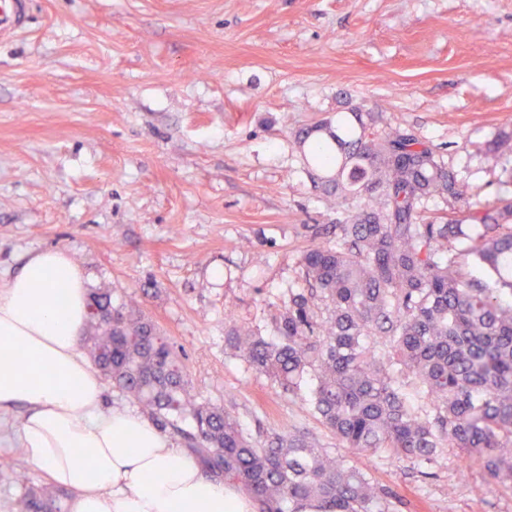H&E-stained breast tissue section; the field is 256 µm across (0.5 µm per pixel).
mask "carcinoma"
Listing matches in <instances>:
<instances>
[{
  "instance_id": "obj_1",
  "label": "carcinoma",
  "mask_w": 512,
  "mask_h": 512,
  "mask_svg": "<svg viewBox=\"0 0 512 512\" xmlns=\"http://www.w3.org/2000/svg\"><path fill=\"white\" fill-rule=\"evenodd\" d=\"M379 120L353 109L294 131L314 187L338 207L360 203L332 225L336 244L303 253V287L270 310L274 335L234 325L232 347L280 391L309 386L304 410L343 447L420 471L448 445L512 491V197L470 204L466 224L429 211L466 199V185L430 142ZM487 152L511 162L512 131ZM89 308L83 343L105 380L258 512H388L372 478L316 440L295 430L261 444L235 406L191 394L174 346L112 290H92ZM410 375L424 407L408 402ZM18 481L17 512H62L67 491Z\"/></svg>"
}]
</instances>
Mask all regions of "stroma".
<instances>
[{"label":"stroma","mask_w":512,"mask_h":512,"mask_svg":"<svg viewBox=\"0 0 512 512\" xmlns=\"http://www.w3.org/2000/svg\"><path fill=\"white\" fill-rule=\"evenodd\" d=\"M0 42V283L60 247L89 288L133 301L182 356L194 392L251 433L300 429L344 450L301 396L230 351L266 325L300 258L331 234L293 132L336 113L383 115L432 143L471 200L504 196L487 155L512 129V0H30ZM390 512H512V492L445 449L428 473L349 457ZM0 446V512L17 473Z\"/></svg>","instance_id":"stroma-1"}]
</instances>
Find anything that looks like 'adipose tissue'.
Listing matches in <instances>:
<instances>
[{"instance_id": "obj_1", "label": "adipose tissue", "mask_w": 512, "mask_h": 512, "mask_svg": "<svg viewBox=\"0 0 512 512\" xmlns=\"http://www.w3.org/2000/svg\"><path fill=\"white\" fill-rule=\"evenodd\" d=\"M87 314V277L61 248L0 285V410L24 409V459L73 492L70 512H253L146 416L106 406L81 349Z\"/></svg>"}]
</instances>
